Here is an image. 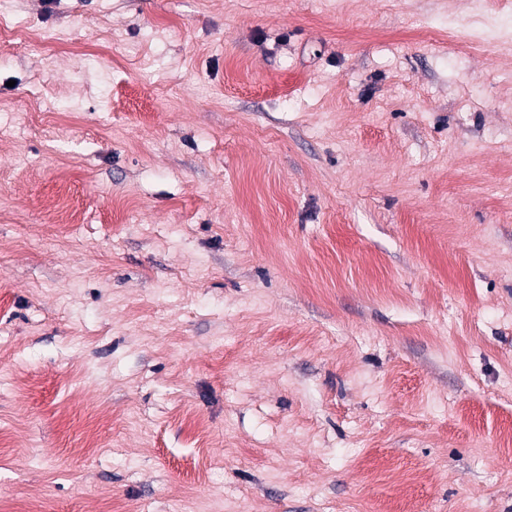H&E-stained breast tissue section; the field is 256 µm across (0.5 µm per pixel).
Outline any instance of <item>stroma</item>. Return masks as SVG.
Wrapping results in <instances>:
<instances>
[{
  "instance_id": "stroma-1",
  "label": "stroma",
  "mask_w": 512,
  "mask_h": 512,
  "mask_svg": "<svg viewBox=\"0 0 512 512\" xmlns=\"http://www.w3.org/2000/svg\"><path fill=\"white\" fill-rule=\"evenodd\" d=\"M0 512H512V0H0Z\"/></svg>"
}]
</instances>
